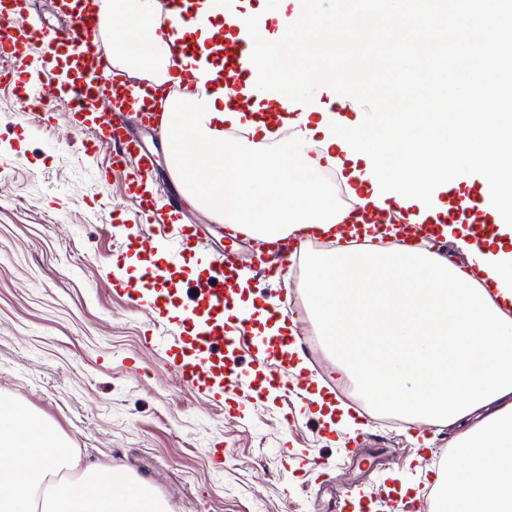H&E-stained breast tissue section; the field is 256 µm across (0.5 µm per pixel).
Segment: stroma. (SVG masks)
<instances>
[{
  "label": "stroma",
  "instance_id": "35a3bbf8",
  "mask_svg": "<svg viewBox=\"0 0 512 512\" xmlns=\"http://www.w3.org/2000/svg\"><path fill=\"white\" fill-rule=\"evenodd\" d=\"M50 111L47 136L0 83V395L56 427L81 465L119 466L147 483L168 512H336L346 493L367 495L370 512H394L402 484L409 506L435 501L442 439L455 430L387 424L345 392L309 311L305 263L288 262L252 292L287 308L297 335L314 342L309 370L337 403L364 412L363 428L328 432L303 392L280 390L238 412L184 387L166 354L179 318L150 328V309L132 311L118 290L139 261L172 253L184 306L199 281L193 267L229 248L253 272V245L190 208L183 222L198 226L205 248L180 253L153 238L125 172H104L107 144L85 149L65 105Z\"/></svg>",
  "mask_w": 512,
  "mask_h": 512
}]
</instances>
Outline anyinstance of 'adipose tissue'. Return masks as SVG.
I'll list each match as a JSON object with an SVG mask.
<instances>
[{
    "instance_id": "1",
    "label": "adipose tissue",
    "mask_w": 512,
    "mask_h": 512,
    "mask_svg": "<svg viewBox=\"0 0 512 512\" xmlns=\"http://www.w3.org/2000/svg\"><path fill=\"white\" fill-rule=\"evenodd\" d=\"M161 13L159 0H102L100 9L112 23L113 67L133 64L125 46L139 40L156 89L180 85L181 70L199 66L194 58L174 65L179 31ZM247 101L242 119L256 123V144L300 117L274 99ZM323 115L308 117V156L322 167L342 159L349 187L375 210L365 159L321 147ZM426 221L463 262L422 247L336 248L309 268L314 317L341 376L378 410L460 428L439 477L448 512H512V235L481 237L442 212Z\"/></svg>"
}]
</instances>
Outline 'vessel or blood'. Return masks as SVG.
<instances>
[{"mask_svg": "<svg viewBox=\"0 0 512 512\" xmlns=\"http://www.w3.org/2000/svg\"><path fill=\"white\" fill-rule=\"evenodd\" d=\"M56 7L67 17L68 24L49 36L30 23L29 0H0V81L13 83L22 111L42 110L51 103L64 104L72 124L94 140L104 139L112 144V166H132L128 188L140 198L143 215L176 224L180 219L178 205H171L167 216L158 213L156 192L148 187L153 158L129 133L126 123L127 114L132 112L143 124L158 126L163 114L161 103L141 95L133 83L113 69L107 54L100 50L97 13L73 5L71 0H56ZM36 43L43 47V86L35 96L28 87L27 56L29 47ZM208 57L222 74L235 80L240 78V51L225 44L223 33L210 38ZM171 271L168 258L153 261L139 281L127 284L129 299L138 304L143 289L165 290ZM235 271L231 256L218 255L210 262L208 278L198 285V294L192 297L183 319L184 325L194 328L196 334L189 348L175 355L171 362L172 369L190 389L201 395L220 392L230 405L254 400L259 394L253 379L255 372L224 358L226 348L247 342L250 325L242 323L237 336L232 337L226 334L223 324L198 325L196 314L202 310L219 314L232 304ZM258 373L279 388L290 384L303 391L308 388L307 378L290 376L281 359H268Z\"/></svg>", "mask_w": 512, "mask_h": 512, "instance_id": "1", "label": "vessel or blood"}]
</instances>
